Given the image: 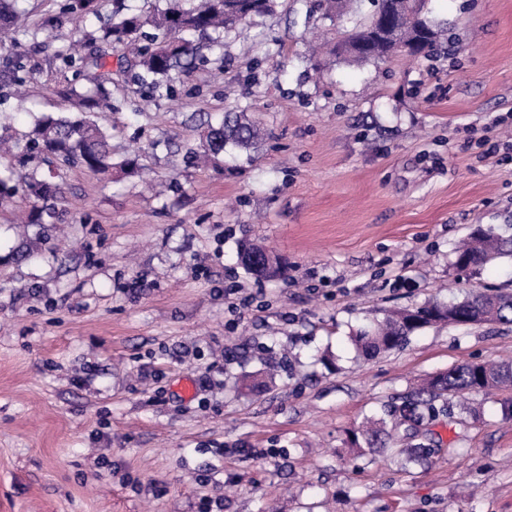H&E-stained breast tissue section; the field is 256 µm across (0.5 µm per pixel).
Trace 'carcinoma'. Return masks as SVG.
Segmentation results:
<instances>
[{
	"instance_id": "cac0c4a2",
	"label": "carcinoma",
	"mask_w": 512,
	"mask_h": 512,
	"mask_svg": "<svg viewBox=\"0 0 512 512\" xmlns=\"http://www.w3.org/2000/svg\"><path fill=\"white\" fill-rule=\"evenodd\" d=\"M18 0H0V31H8L20 17ZM200 0L198 6L184 9L174 2L164 9L149 14L125 11L117 5L110 22L99 30L87 33L80 39L79 49L58 55L65 68L76 69V75L91 85L83 91L74 80L60 90L72 102L74 111L38 120L28 135L24 158L32 161L41 158L49 165L52 159L70 167H80L93 173H105L117 167L131 175L138 171V159L126 158L112 163V145L109 136L96 121L97 115L115 109L110 87L112 69L107 66L105 45L123 47L133 55L138 67L135 79L146 95L160 90L163 82L183 71L192 63L197 47L186 39L199 34L217 39L224 29L247 23L273 10V0ZM94 0H63L59 14L40 20L39 31L51 32L58 27L59 15L85 16L92 12ZM393 22L401 29L396 42H378L373 38L367 21L363 20L344 31L348 48L343 55L346 61L380 63L403 48L412 53H434L442 30L426 25V38L419 39V32L412 15L397 14ZM0 81L23 88L30 81V71L17 63L0 71ZM259 129L246 112H225L209 116L200 134L199 149L194 157L216 159L226 147L248 149L257 144ZM18 146L6 147L0 140V202L16 197L35 200L25 210L22 223L43 229L42 241L51 239L49 225L59 219L65 197L61 187L47 176L36 171L18 183L14 179ZM242 264L257 275L278 278L286 273L281 258L267 264L266 251L253 244L243 246ZM512 259V236L505 237L492 226L480 228L456 251L455 261L470 263L471 273L498 259ZM476 311L483 322L512 323V292L473 291L460 300L430 301L416 309H403L388 314L383 321L359 331L354 336L357 348L365 356L402 346L414 332L439 323L458 325L463 318ZM512 386V361L500 363H465L435 375L401 398L399 403L384 404L361 426L351 431L349 447L359 456L377 448L389 449L388 442L400 444L397 452L411 462H423L440 452L422 441L421 427L440 414L453 416L455 410L474 413L476 408L466 407L455 401L457 397L480 395L494 387Z\"/></svg>"
}]
</instances>
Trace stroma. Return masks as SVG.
<instances>
[{
  "mask_svg": "<svg viewBox=\"0 0 512 512\" xmlns=\"http://www.w3.org/2000/svg\"><path fill=\"white\" fill-rule=\"evenodd\" d=\"M95 8L55 40L6 35L0 61L33 80L23 100L0 85V136L69 111L56 56L113 2ZM426 19L454 52L318 74L342 24L276 0L150 103L114 81L99 122L145 178L61 169L68 245L0 264V512H512V387L430 425L424 464L345 450L418 379L512 360V324L427 327L372 358L352 341L391 309L512 291L511 260L454 265L476 229L512 235V0H430ZM242 110L260 148L198 164L207 114ZM244 243L287 278L247 273Z\"/></svg>",
  "mask_w": 512,
  "mask_h": 512,
  "instance_id": "35a3bbf8",
  "label": "stroma"
}]
</instances>
